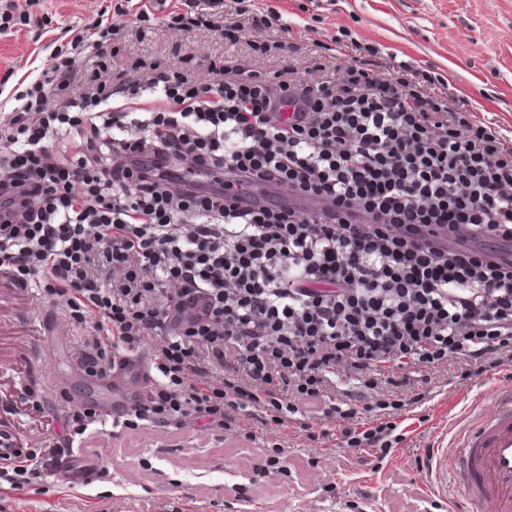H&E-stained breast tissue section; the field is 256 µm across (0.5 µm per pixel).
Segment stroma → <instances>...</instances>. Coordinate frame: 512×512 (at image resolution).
Masks as SVG:
<instances>
[{"label": "stroma", "mask_w": 512, "mask_h": 512, "mask_svg": "<svg viewBox=\"0 0 512 512\" xmlns=\"http://www.w3.org/2000/svg\"><path fill=\"white\" fill-rule=\"evenodd\" d=\"M13 2L31 18L13 36L0 37V77L22 75L32 61L45 63L51 38L84 28L104 11L117 31L114 66L131 76L138 62L155 58L203 80L220 66L241 63L267 73L297 64L315 42L330 67L342 69L351 57L340 41L347 34L378 50L381 76L399 62L414 64L452 83L477 119L512 139V0H243L251 12L274 9L279 21L243 31L233 46L209 28L172 26L168 13L179 0H168L145 36L132 15L120 12L125 0ZM260 38L284 48L273 58L251 55L248 42ZM74 336L36 289L0 280V425L23 435L28 447H55L52 429L65 403L97 401L88 377L60 384L75 367ZM475 369L462 361L430 373V400L404 415L405 440L377 470L348 462L335 441L311 445L285 426L279 435L290 469L257 479L246 499L229 508L225 488L246 482L262 461L261 442L250 439L252 419L242 418L239 430L227 432L202 433L189 422L173 439L150 427L117 435L107 423L85 451L102 462L92 486H62L44 473L15 490L0 472V512H345L346 497L355 491L365 496L362 512H451L464 501L459 489L441 488L430 472L417 471L415 460L431 449L453 450L462 427L493 407L498 387L512 383L508 373L479 376Z\"/></svg>", "instance_id": "obj_1"}]
</instances>
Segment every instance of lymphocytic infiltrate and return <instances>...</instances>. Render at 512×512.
Returning <instances> with one entry per match:
<instances>
[{
  "instance_id": "1",
  "label": "lymphocytic infiltrate",
  "mask_w": 512,
  "mask_h": 512,
  "mask_svg": "<svg viewBox=\"0 0 512 512\" xmlns=\"http://www.w3.org/2000/svg\"><path fill=\"white\" fill-rule=\"evenodd\" d=\"M112 36L95 23L21 87L0 81V273L83 329L87 376L152 350L161 377L115 426L249 416L316 442L319 415L376 468L429 396L413 369L512 365V144L447 82L406 63L379 78L354 42L339 77L311 55L272 81L103 67L72 90ZM255 186L280 193L240 205ZM339 370L371 401L337 391ZM55 455L0 468L19 490Z\"/></svg>"
}]
</instances>
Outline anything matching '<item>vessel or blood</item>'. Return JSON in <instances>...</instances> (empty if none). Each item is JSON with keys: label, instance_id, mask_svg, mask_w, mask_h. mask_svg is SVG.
Wrapping results in <instances>:
<instances>
[{"label": "vessel or blood", "instance_id": "b4317fda", "mask_svg": "<svg viewBox=\"0 0 512 512\" xmlns=\"http://www.w3.org/2000/svg\"><path fill=\"white\" fill-rule=\"evenodd\" d=\"M153 377L144 358L133 356L119 364L101 386L113 402L145 393ZM99 463L64 451L52 466L56 483L82 488L96 478ZM436 471L452 476L468 503L489 512H512V387L498 389L493 411L468 424L452 455H439Z\"/></svg>", "mask_w": 512, "mask_h": 512}]
</instances>
